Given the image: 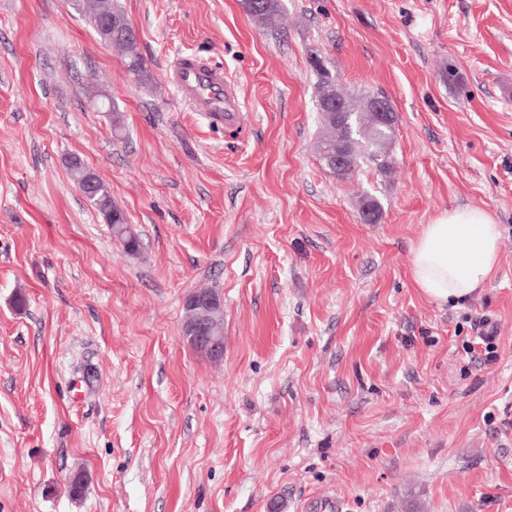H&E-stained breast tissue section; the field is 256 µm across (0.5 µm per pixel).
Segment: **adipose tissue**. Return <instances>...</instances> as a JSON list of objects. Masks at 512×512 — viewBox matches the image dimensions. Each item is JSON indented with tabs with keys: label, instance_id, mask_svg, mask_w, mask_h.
<instances>
[{
	"label": "adipose tissue",
	"instance_id": "1",
	"mask_svg": "<svg viewBox=\"0 0 512 512\" xmlns=\"http://www.w3.org/2000/svg\"><path fill=\"white\" fill-rule=\"evenodd\" d=\"M500 229L480 208L460 207L440 213L425 225L410 261L411 280L439 303L468 300L499 265Z\"/></svg>",
	"mask_w": 512,
	"mask_h": 512
}]
</instances>
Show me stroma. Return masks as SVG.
I'll return each mask as SVG.
<instances>
[{
  "label": "stroma",
  "mask_w": 512,
  "mask_h": 512,
  "mask_svg": "<svg viewBox=\"0 0 512 512\" xmlns=\"http://www.w3.org/2000/svg\"><path fill=\"white\" fill-rule=\"evenodd\" d=\"M118 2L149 82L78 0H0V512H512V0H282L274 31L242 0ZM314 52L390 100L387 175L320 162ZM181 54L236 79L244 130L180 101ZM457 206L500 224L499 267L440 305L409 260ZM206 285L218 364L182 340ZM489 330L496 358L467 352ZM70 170L76 185L80 186L89 183L85 186L86 194H92L93 184L90 182L95 184V196L87 199L94 205L104 222L110 225L113 236L123 243L127 251L135 252L139 245L138 235L135 234L131 225L128 224L125 213L112 202V196L107 187L91 170L77 159L71 161Z\"/></svg>",
  "instance_id": "1"
}]
</instances>
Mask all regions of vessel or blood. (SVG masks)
<instances>
[{"instance_id":"1","label":"vessel or blood","mask_w":512,"mask_h":512,"mask_svg":"<svg viewBox=\"0 0 512 512\" xmlns=\"http://www.w3.org/2000/svg\"><path fill=\"white\" fill-rule=\"evenodd\" d=\"M180 96L191 106L216 122L236 126L241 122L237 89L223 72L194 59H183L169 75Z\"/></svg>"}]
</instances>
